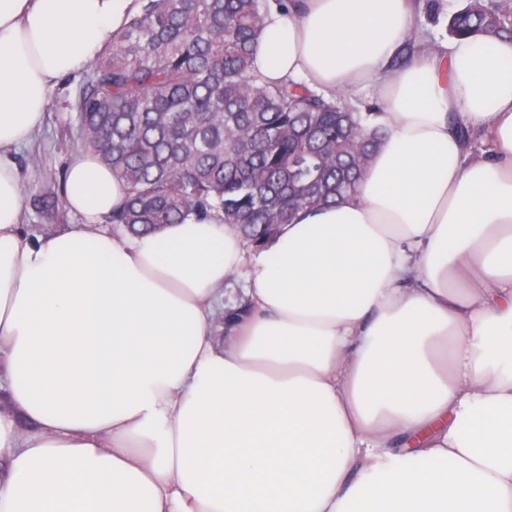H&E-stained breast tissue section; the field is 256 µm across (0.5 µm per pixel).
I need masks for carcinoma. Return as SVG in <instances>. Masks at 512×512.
<instances>
[{"instance_id": "carcinoma-1", "label": "carcinoma", "mask_w": 512, "mask_h": 512, "mask_svg": "<svg viewBox=\"0 0 512 512\" xmlns=\"http://www.w3.org/2000/svg\"><path fill=\"white\" fill-rule=\"evenodd\" d=\"M264 0H143L95 61L76 101L81 146L121 182L111 222L133 233L216 210L256 249L306 207L355 192L376 113L252 71ZM454 38H512V9L469 0Z\"/></svg>"}]
</instances>
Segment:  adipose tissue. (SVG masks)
<instances>
[{
    "mask_svg": "<svg viewBox=\"0 0 512 512\" xmlns=\"http://www.w3.org/2000/svg\"><path fill=\"white\" fill-rule=\"evenodd\" d=\"M141 7L0 0V512H512V40L430 43L415 0H271L266 84L380 108L354 196L249 256L216 211L113 227L123 188L81 150L75 223L24 238L18 149Z\"/></svg>",
    "mask_w": 512,
    "mask_h": 512,
    "instance_id": "ef3b65f1",
    "label": "adipose tissue"
}]
</instances>
